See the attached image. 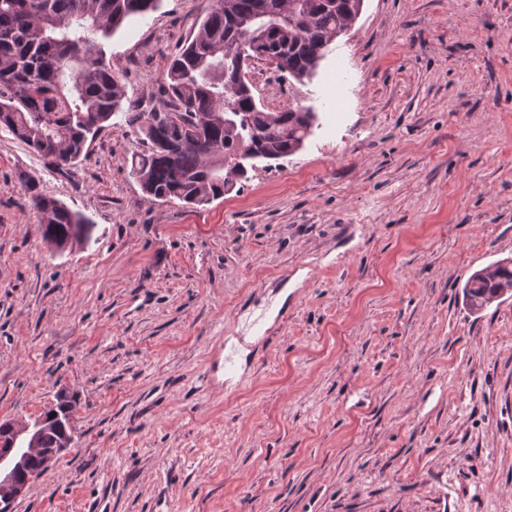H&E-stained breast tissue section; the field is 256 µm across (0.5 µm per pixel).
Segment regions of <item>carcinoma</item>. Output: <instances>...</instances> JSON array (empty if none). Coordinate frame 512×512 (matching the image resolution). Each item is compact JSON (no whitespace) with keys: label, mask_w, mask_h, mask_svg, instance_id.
Returning <instances> with one entry per match:
<instances>
[{"label":"carcinoma","mask_w":512,"mask_h":512,"mask_svg":"<svg viewBox=\"0 0 512 512\" xmlns=\"http://www.w3.org/2000/svg\"><path fill=\"white\" fill-rule=\"evenodd\" d=\"M159 2L0 0V130L60 169L121 114L143 147L131 166L143 191L163 203L201 205L247 178L255 159L279 161L299 151L317 120L299 104L269 111L252 95L239 47L253 39L255 16L266 23L262 41L278 60L276 70L300 82L351 24L358 0H213L169 60L160 85L164 107L146 110L105 64L102 40ZM24 185L45 241L59 250L89 235L85 216L30 181ZM506 289L512 264L495 262L472 274L464 296L478 312ZM58 441L49 420L41 445L55 448Z\"/></svg>","instance_id":"1"}]
</instances>
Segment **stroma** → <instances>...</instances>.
Returning a JSON list of instances; mask_svg holds the SVG:
<instances>
[{
	"label": "stroma",
	"instance_id": "obj_1",
	"mask_svg": "<svg viewBox=\"0 0 512 512\" xmlns=\"http://www.w3.org/2000/svg\"><path fill=\"white\" fill-rule=\"evenodd\" d=\"M210 6L105 42L129 97L162 107ZM300 90L303 147L194 207L144 193L121 116L60 169L0 131V422L78 398L13 512H512V297L463 296L512 257V0H364ZM28 180L89 240L44 241Z\"/></svg>",
	"mask_w": 512,
	"mask_h": 512
}]
</instances>
